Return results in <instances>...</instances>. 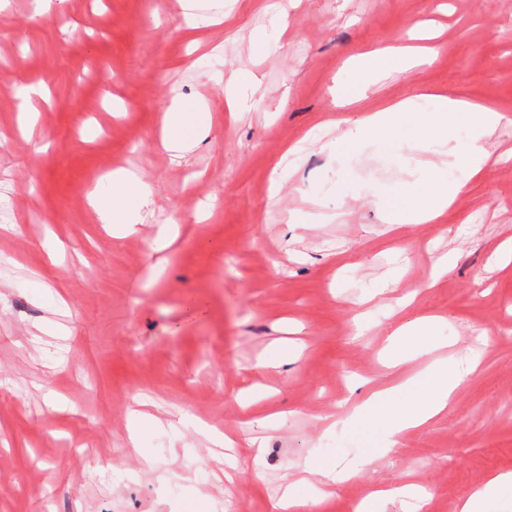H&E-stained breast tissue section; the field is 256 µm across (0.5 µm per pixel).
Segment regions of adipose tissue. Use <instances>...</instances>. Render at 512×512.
<instances>
[{"instance_id":"ef3b65f1","label":"adipose tissue","mask_w":512,"mask_h":512,"mask_svg":"<svg viewBox=\"0 0 512 512\" xmlns=\"http://www.w3.org/2000/svg\"><path fill=\"white\" fill-rule=\"evenodd\" d=\"M437 46L424 47L417 52L387 46L359 54L352 63V86H359L376 73L388 69L406 71L433 60ZM437 110L429 118H421L415 110L414 99L384 104L375 112L354 120L341 141L328 143L330 153L354 150L370 141L390 140L397 125L411 126L416 136L417 150L428 152L447 142L454 135L460 118L472 117L478 122L479 135L473 136L455 160L431 163L420 162L421 172L431 181L428 193L412 195L406 209L396 210L386 200L377 206L391 224H426L438 220L453 205L463 187L481 171L488 155L480 134L496 128L503 115L491 108L472 104L449 95L436 98ZM210 114L204 100L186 106L184 100L174 99L162 118L163 149L171 158L180 159L193 150L205 132ZM155 191L135 170L113 169L104 182L90 194V205L100 223L111 226L112 234L122 237L132 233L135 225L144 223L154 204ZM435 322L417 320L396 329L386 346L387 363L397 367L412 358L438 348L434 334ZM480 361L479 354L448 356L432 362L426 369L408 378L403 384L374 392L356 406L344 422L350 428L363 422L380 428L384 452L397 447L400 438L409 430L422 426L441 414L454 397L456 389L472 375ZM303 473L312 477L305 494L288 493L276 504L278 512H296L297 508L315 507L326 496L321 479L343 481L352 477L354 468H338L335 459L314 453L306 458ZM459 512H512V472L493 476L483 490L462 499Z\"/></svg>"}]
</instances>
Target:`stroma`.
<instances>
[{
    "label": "stroma",
    "instance_id": "35a3bbf8",
    "mask_svg": "<svg viewBox=\"0 0 512 512\" xmlns=\"http://www.w3.org/2000/svg\"><path fill=\"white\" fill-rule=\"evenodd\" d=\"M271 0H238L203 30L181 27L168 0H60L31 20L32 0L0 10V512H274L299 463L317 449L358 473L329 484L316 512H354L366 486L431 490L422 512H457L461 498L512 471V124L484 138L480 176L434 223L386 224L375 194L404 205L422 190L406 135L331 159L305 142L326 126L339 137L359 114L417 96L453 95L512 115V0H290L285 28L271 26ZM436 28L440 52L394 73L360 102L337 93L353 56L411 44L412 27ZM276 44L264 55L258 38ZM235 70L255 74L254 107L224 99ZM43 83L30 137L17 129L16 94ZM203 96L209 133L184 158L160 145L173 96ZM100 127L82 138L87 119ZM296 181L270 198L269 176L297 142ZM136 168L157 194L135 235L116 239L88 195L105 169ZM349 194L334 202L332 182ZM337 212L334 222L290 227L291 211ZM178 236L160 253V225ZM63 246L51 260L42 244ZM399 292L382 298L378 327L355 333L358 300L395 270ZM455 253L438 279L433 258ZM164 261L166 273L151 267ZM36 279L65 300V336L37 325L45 311L25 288ZM437 316L448 352L487 337L477 372L440 417L403 438L396 454L363 462L372 433L325 427L371 391L403 383L431 356L388 368L393 328ZM296 361L259 368L273 344ZM261 385L271 396L244 416L235 394ZM155 417L143 451L129 441L131 412ZM285 411V422L257 420ZM194 416L239 447L262 443L261 464L226 471L222 451L185 421Z\"/></svg>",
    "mask_w": 512,
    "mask_h": 512
}]
</instances>
